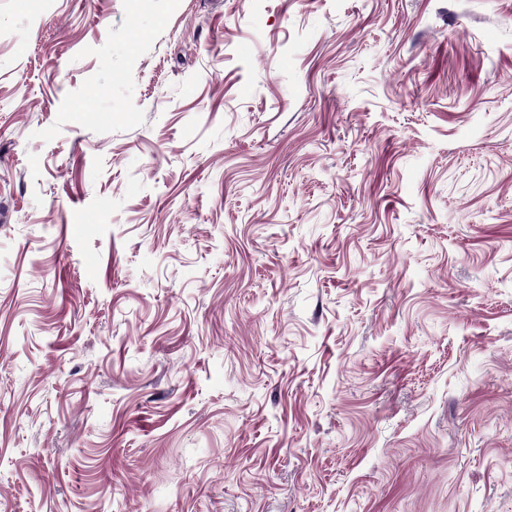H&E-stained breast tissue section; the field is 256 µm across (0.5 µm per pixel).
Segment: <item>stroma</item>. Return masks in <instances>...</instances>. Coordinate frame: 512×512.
I'll return each mask as SVG.
<instances>
[{
    "instance_id": "35a3bbf8",
    "label": "stroma",
    "mask_w": 512,
    "mask_h": 512,
    "mask_svg": "<svg viewBox=\"0 0 512 512\" xmlns=\"http://www.w3.org/2000/svg\"><path fill=\"white\" fill-rule=\"evenodd\" d=\"M0 512H512V0H0Z\"/></svg>"
}]
</instances>
